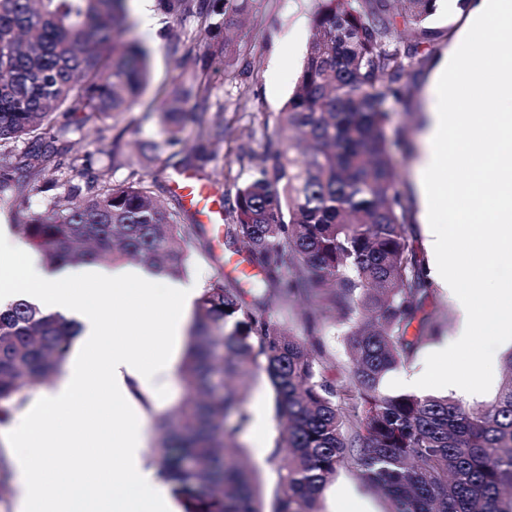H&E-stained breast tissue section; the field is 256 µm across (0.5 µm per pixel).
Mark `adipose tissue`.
<instances>
[{"label": "adipose tissue", "instance_id": "obj_1", "mask_svg": "<svg viewBox=\"0 0 512 512\" xmlns=\"http://www.w3.org/2000/svg\"><path fill=\"white\" fill-rule=\"evenodd\" d=\"M423 95L414 178L419 221L431 278L455 301L459 325L404 386L415 391L431 379L471 394L489 378V357L471 355L474 330L489 310L499 315L492 354L512 344V275L498 280L495 306L487 308L470 267L448 256L451 229L437 206L465 199L469 210L457 221L470 225L472 250L512 255V0H469L462 27L424 77ZM0 249L14 256L0 265V291L75 320L83 343L37 415L13 432L16 512H169L161 476L143 461L145 424L130 420L129 406L163 367L195 284L125 264L51 271L5 230ZM121 306L127 313L119 320ZM91 400L97 412H83ZM60 417L69 421L66 432H48L47 422Z\"/></svg>", "mask_w": 512, "mask_h": 512}]
</instances>
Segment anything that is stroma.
I'll list each match as a JSON object with an SVG mask.
<instances>
[{"label":"stroma","instance_id":"stroma-1","mask_svg":"<svg viewBox=\"0 0 512 512\" xmlns=\"http://www.w3.org/2000/svg\"><path fill=\"white\" fill-rule=\"evenodd\" d=\"M320 0H250L249 8L238 28L232 32L206 29L190 11L174 16L165 12L160 0H150L148 9L151 29L141 36L151 50V82L140 102L131 111L95 124H82L80 113L58 116L57 124L69 127L66 136L70 152L53 156L42 174L31 175L32 185L42 186L25 210L0 209V220L6 224H23L34 214L43 212L55 198L65 196L78 180L119 183L139 180L160 197L171 210L181 198L172 187L182 172V165L170 157L166 134L156 113L158 95L166 93L183 80L185 73L205 72L210 88L209 113L220 112L230 128L223 144L215 149L214 158L200 171L201 177L217 194L234 192L236 184L252 178L256 162L269 140L281 138L278 115L291 96L312 35L311 19ZM307 19L296 44L289 51L290 69L278 72L272 57L273 41L292 29L299 19ZM222 56H215L216 48ZM423 71L412 70V94L408 100H387L390 113L387 136L415 141L421 127L423 107ZM120 166H113V159ZM211 255L190 248L187 278L197 286L221 275L244 288V303H251L249 279L229 271L225 263L244 257L241 242L226 237L212 239ZM186 336L175 337L169 346V367L155 381V392L147 404L140 406L146 429L144 459H151L156 442V418L173 410L184 396L178 367L186 347ZM249 422L240 436L250 448L252 460L264 465L267 450L279 434L274 403L264 381H256L247 404ZM323 512H389L390 503L363 484L357 471L349 465L341 467L324 489Z\"/></svg>","mask_w":512,"mask_h":512}]
</instances>
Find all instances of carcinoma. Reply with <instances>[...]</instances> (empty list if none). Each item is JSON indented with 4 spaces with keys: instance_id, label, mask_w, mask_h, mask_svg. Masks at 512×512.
I'll use <instances>...</instances> for the list:
<instances>
[{
    "instance_id": "obj_1",
    "label": "carcinoma",
    "mask_w": 512,
    "mask_h": 512,
    "mask_svg": "<svg viewBox=\"0 0 512 512\" xmlns=\"http://www.w3.org/2000/svg\"><path fill=\"white\" fill-rule=\"evenodd\" d=\"M249 0H197L198 15L229 28ZM439 0H322L296 86L279 113L291 136L268 143L264 166L225 195L226 236L260 269L252 304L214 277L196 301L179 376L185 394L157 422L154 463L181 512H322L323 490L351 463L393 502V512H512V353L488 402L386 395L380 385L431 341L444 322L425 260L409 247V206L398 190L384 102L411 93L410 70ZM128 0H0V142L22 140L0 165V204L29 207L26 174L45 167L68 133L44 130L58 112L95 123L129 112L149 74ZM209 87L189 73L159 102L167 145L184 120L199 127L204 164L224 142V118L205 120ZM20 238L50 268L136 261L173 278L187 274L185 244L209 242L197 224L161 206L139 181L90 182L28 224ZM302 333L271 319L296 301ZM348 327L347 364L326 328ZM72 322L18 301L0 308V425L11 409L50 388L69 356ZM265 374L284 421L266 466L265 490L250 449L238 442L255 372Z\"/></svg>"
}]
</instances>
